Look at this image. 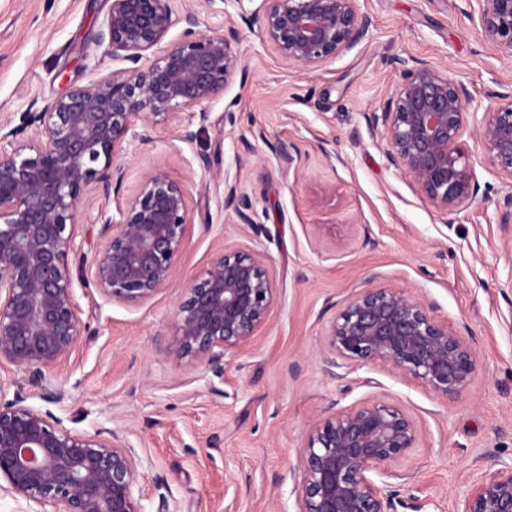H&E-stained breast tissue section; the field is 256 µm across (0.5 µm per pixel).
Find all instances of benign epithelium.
<instances>
[{
    "instance_id": "obj_1",
    "label": "benign epithelium",
    "mask_w": 512,
    "mask_h": 512,
    "mask_svg": "<svg viewBox=\"0 0 512 512\" xmlns=\"http://www.w3.org/2000/svg\"><path fill=\"white\" fill-rule=\"evenodd\" d=\"M178 0H111L97 35L105 53L126 63L65 96L34 98L16 126L0 123V361L15 366L52 402L63 398L51 369L79 344V316L70 266L77 212L93 187L100 243L81 276L105 299L138 307L173 282L191 232L186 185L154 166L136 193L110 213L112 190L124 168L123 143L147 144L161 120L225 92L238 64L229 36L198 33L195 12L178 13ZM476 3L484 37L512 58V0ZM209 10L238 9L280 59L307 70L357 46L369 17L357 0H206ZM183 37L163 44L175 20ZM401 83L368 122L380 130L389 161L404 169L432 206L449 213L472 203L475 174L462 138L468 131L465 84L416 60L400 61ZM476 135L490 164L507 179L512 209V91L495 94ZM227 201L244 224L249 202ZM370 287L348 299L329 329L325 371L353 362L382 361L453 398L470 386L478 355L466 337L437 321L432 307L407 288ZM276 289L264 257L248 246L224 248L185 289L173 314L179 356L205 362L224 376V358L247 347L266 324ZM0 385V478L39 512H147L134 494L142 461L112 431L68 429L50 411L26 404ZM418 431L398 406L375 402L335 411L310 430L290 476L299 489L298 512H398L393 465L416 447ZM459 512H512V463H491L469 481Z\"/></svg>"
}]
</instances>
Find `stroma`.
I'll return each mask as SVG.
<instances>
[{
	"label": "stroma",
	"instance_id": "obj_1",
	"mask_svg": "<svg viewBox=\"0 0 512 512\" xmlns=\"http://www.w3.org/2000/svg\"><path fill=\"white\" fill-rule=\"evenodd\" d=\"M199 32L240 30L238 66L225 93L209 101L196 143L178 139L192 119L182 111L159 125L154 143L125 145V177L111 206L138 187L143 170L165 167L182 178L188 161L208 156L188 189L193 231L172 285L139 307L105 300L75 283L86 326L54 375L61 402L41 400L24 375L0 364V382L63 426L116 432L143 468L136 494L149 512L155 479L171 512H297L287 473L298 464L310 427L328 410L387 402L400 406L419 440L399 469L398 488L433 512H456L470 474L486 459H512V224H504V184L475 135H465L476 196L461 211L431 206L386 159L364 115L393 93L397 59L428 62L461 80L471 111L484 114L512 90V59L469 19L465 0H358L369 16L356 47L314 70L285 66L268 42L239 18L186 0ZM109 0H0V122L18 121L31 99L53 100L120 68L96 35ZM297 149L283 172L276 152ZM252 205L242 224L228 191ZM246 245L263 255L276 288L265 326L216 378L205 363L172 349L171 318L184 287L220 247ZM379 286L408 288L433 306L449 329L469 337L477 374L446 399L376 361L329 376L322 362L329 327L344 300L370 273Z\"/></svg>",
	"mask_w": 512,
	"mask_h": 512
}]
</instances>
